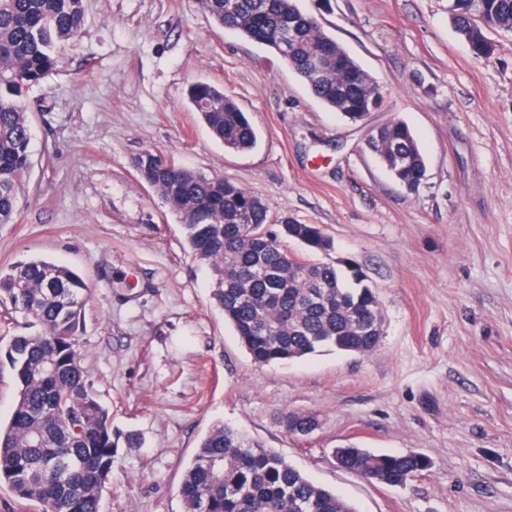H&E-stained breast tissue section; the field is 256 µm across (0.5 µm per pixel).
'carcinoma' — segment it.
Instances as JSON below:
<instances>
[{
    "label": "carcinoma",
    "instance_id": "obj_1",
    "mask_svg": "<svg viewBox=\"0 0 512 512\" xmlns=\"http://www.w3.org/2000/svg\"><path fill=\"white\" fill-rule=\"evenodd\" d=\"M220 27L252 39L265 27L263 47L280 54L283 32L293 39L282 61L326 107L351 121L380 109L379 82L304 13L297 0H202ZM461 36L480 42L512 22V0H485L484 18L469 0H449ZM86 0H0V224H11L32 168L33 133L25 90L63 65L66 45L82 33ZM213 138L248 151L258 134L224 90L197 82L187 91ZM365 148L402 185L419 187L426 157L411 128L392 120L376 128ZM148 150L134 162L139 180L155 189L182 224L190 250L210 270L212 299L254 363L301 359L323 348L365 354L377 345L381 315L375 291L352 267L311 262L288 253V241L326 252L318 224L285 220L267 228L268 206L254 191L172 165ZM91 288L72 269L42 259L0 270V306L25 319L26 332L4 352L16 387L9 421L0 424V485L36 512H101L119 439L94 390L79 349L82 311ZM281 423L305 436L313 414L285 411ZM339 467L391 486L428 470L418 453L373 454L354 446L335 453ZM184 512H355L335 492L312 482L277 453L228 423L202 440L178 489Z\"/></svg>",
    "mask_w": 512,
    "mask_h": 512
}]
</instances>
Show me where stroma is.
I'll return each instance as SVG.
<instances>
[{"label": "stroma", "mask_w": 512, "mask_h": 512, "mask_svg": "<svg viewBox=\"0 0 512 512\" xmlns=\"http://www.w3.org/2000/svg\"><path fill=\"white\" fill-rule=\"evenodd\" d=\"M382 86L347 122L278 57L217 26L201 0H87L63 68L26 98L33 166L0 269L41 258L85 276L80 349L118 448L102 512H183L178 487L220 422L281 455L357 512H512V33L474 57L448 0H298ZM206 81L247 112L252 150H225L186 97ZM403 120L427 161L415 191L362 149ZM255 191L272 220L319 224L383 313L367 354L323 349L258 366L211 298L207 268L135 158ZM317 416L306 437L284 411ZM413 451L430 467L390 487L335 449Z\"/></svg>", "instance_id": "obj_1"}]
</instances>
